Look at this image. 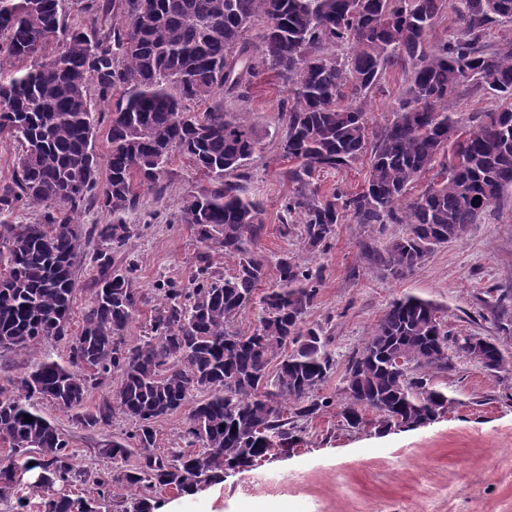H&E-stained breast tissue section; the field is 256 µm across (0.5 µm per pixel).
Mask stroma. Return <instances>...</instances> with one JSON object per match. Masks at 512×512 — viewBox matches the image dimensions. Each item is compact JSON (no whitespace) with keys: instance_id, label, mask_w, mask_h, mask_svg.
<instances>
[{"instance_id":"stroma-1","label":"stroma","mask_w":512,"mask_h":512,"mask_svg":"<svg viewBox=\"0 0 512 512\" xmlns=\"http://www.w3.org/2000/svg\"><path fill=\"white\" fill-rule=\"evenodd\" d=\"M405 81L400 70L389 71L373 94L367 112L372 134L391 122ZM283 95L265 74L247 101L218 90L207 105L244 115L266 134L264 150L248 161L241 182L263 209L259 253L272 260L288 252L322 270L321 291L307 320L332 339L336 367L324 395H336L348 357L387 306L407 294L441 307L451 335L512 337V192L461 238L435 249L402 277L384 273L378 263L387 243L403 235L401 224H340L327 248L308 252L299 225L282 224V205L293 191L288 178L293 163L282 156L277 139ZM207 186L180 157L167 165L156 186H137L139 206L125 217L131 237L124 250L113 253V271L131 272L149 296L165 280L188 285L206 253L212 275L230 273L233 258L221 256L218 244L200 243L191 225L177 221L183 200ZM104 248L90 238L76 263L72 327L82 322L98 277L94 257ZM65 355L64 344L52 339L23 357L0 351V387L20 376L26 364ZM455 364V371L435 380L454 404L434 423L381 433L371 425L347 427L328 409L302 424V440L288 456L229 474L223 484L183 498L184 512H512V371L491 375L463 358ZM41 411L68 435L78 465L91 471L104 465L101 444L132 429L117 418L91 433L51 403H42Z\"/></svg>"}]
</instances>
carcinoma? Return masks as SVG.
Returning <instances> with one entry per match:
<instances>
[{"mask_svg":"<svg viewBox=\"0 0 512 512\" xmlns=\"http://www.w3.org/2000/svg\"><path fill=\"white\" fill-rule=\"evenodd\" d=\"M443 2L119 0L125 23L104 34L94 21L69 27L63 0H0V138L21 148L12 184L0 189V214L19 206L44 213L42 224L0 225V349L24 356L46 339L68 349L66 361L47 357L26 367L13 390L0 387V444L8 447L0 501L15 500L16 512H101L110 487L124 512H153L166 491L189 495L288 454L301 440L298 422L335 404L348 427L368 421L385 431L425 427L448 412L454 399L433 379L455 369L449 347L465 356L473 337L450 336L441 309L411 295L390 304L348 359L339 400L321 394L336 366L331 338L306 320L321 274L285 254L267 283L257 252L262 208L233 181L262 151L264 134L222 109L188 106L217 89L245 100L257 77L273 74L286 92L277 103L280 149L296 162L284 211L300 217L311 249L328 246L344 221L406 225L380 257L384 271L402 277L512 189V107L469 118L456 109L464 91L512 99V41L490 38L500 20L512 19V0H460L456 32L433 42ZM20 61L29 66L16 68ZM397 65L407 68L406 87L371 143L367 101ZM90 83L100 100L114 101L102 182ZM176 155L209 183L183 200L180 223L200 242H217L235 268L222 279L165 283L152 336L130 344L125 333L147 299L130 276L108 273L112 259L101 252V277L72 332L86 237L125 247L124 215L139 203L135 181L155 184ZM365 155L360 190L323 192L314 183L315 172ZM88 199L101 201L112 223L85 236L72 224ZM264 283L258 324L238 329ZM398 357L411 367L397 366ZM114 375L112 399L82 411L89 392ZM41 400L76 412L89 431L117 415L129 420L131 432L98 454L114 462L133 454L136 463L94 474L78 467ZM180 411L185 447L162 456L157 425ZM21 467L46 474L29 485L37 502L15 482ZM89 483L94 494H69Z\"/></svg>","mask_w":512,"mask_h":512,"instance_id":"1","label":"carcinoma"}]
</instances>
